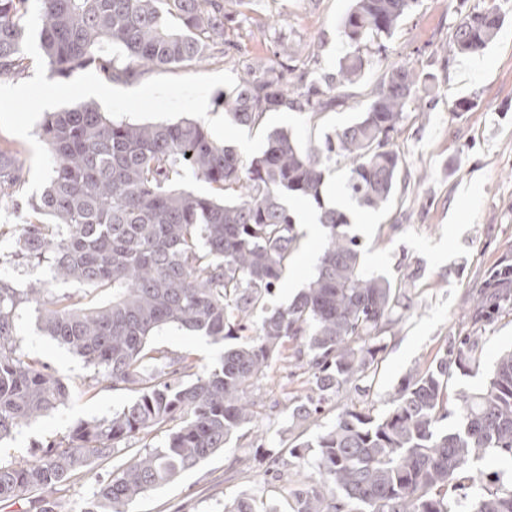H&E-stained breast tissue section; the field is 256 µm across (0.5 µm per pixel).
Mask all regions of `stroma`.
I'll list each match as a JSON object with an SVG mask.
<instances>
[{
    "mask_svg": "<svg viewBox=\"0 0 512 512\" xmlns=\"http://www.w3.org/2000/svg\"><path fill=\"white\" fill-rule=\"evenodd\" d=\"M352 0H251L242 18L229 25L222 53L201 64L169 67L170 75L229 72L241 76L254 57L271 54L287 41L288 75L306 80L335 71L348 52L342 20ZM498 5L506 21L495 40L480 55L489 65L469 70L468 54L452 47L455 22L461 14ZM384 50L364 47L368 64L356 83L343 89L341 105L310 119L309 139L322 140L336 128L353 122L383 81L392 64L405 63L433 74L434 100L427 112L405 113L392 148L401 160L397 187L378 209L358 206L344 193L349 164L329 163L323 188L335 191V208L348 217L349 234L357 236L366 268L400 284L405 306L378 338L381 350L373 381L352 382L322 400L307 418L292 416L294 405L311 397V372L299 356V345L286 342L267 376L250 391L260 414L241 430L228 448L183 473L168 485L147 493L129 512H224L236 497L286 501L296 490L312 484L315 469L308 460L290 455L300 442L313 439L331 426L347 405L383 414L388 401L412 373L424 370L446 354L458 336L479 339L478 365L469 373H454L450 394L482 388L496 358L512 349V315L472 324L467 316L472 295L502 260L512 261V0H417L402 19ZM469 101L468 111L455 109ZM301 246L269 306L289 304L316 272L325 240L310 237L298 226ZM15 247L12 235L0 237V277L26 288L50 282L55 293L66 292L51 283L45 263L17 265L8 257ZM18 340L23 352L49 366L71 386V399L58 410L21 426L0 442V461L30 458L34 445L66 435L78 422L111 417L134 394L124 389L89 385L93 373L84 358L71 352L39 324L35 305L16 312ZM170 355H187L206 372L219 362L223 345L187 330L168 326L152 338ZM162 433L136 437L113 456L90 464L59 495L60 512H81L101 480L116 466L159 445Z\"/></svg>",
    "mask_w": 512,
    "mask_h": 512,
    "instance_id": "stroma-1",
    "label": "stroma"
}]
</instances>
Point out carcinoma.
Returning a JSON list of instances; mask_svg holds the SVG:
<instances>
[{
    "instance_id": "cac0c4a2",
    "label": "carcinoma",
    "mask_w": 512,
    "mask_h": 512,
    "mask_svg": "<svg viewBox=\"0 0 512 512\" xmlns=\"http://www.w3.org/2000/svg\"><path fill=\"white\" fill-rule=\"evenodd\" d=\"M29 0H0V76L30 65L23 50ZM417 0H353L342 21L351 51L334 74L305 87L288 83V46L258 61L261 74L241 78L219 102L231 120L250 127L266 112L291 106L317 116L336 104V91L365 68L361 47L391 35ZM39 47L49 77L94 66L108 80L133 68L200 63L224 44L235 14L224 0H41ZM505 22L496 5L465 15L452 38L459 53L487 47ZM129 65H115L109 47ZM422 85L406 64L390 67L356 121L302 149L292 133L269 134L265 150L243 162L193 119L136 124L112 121L93 102L50 113L41 137L52 176L28 200L18 228L16 256L46 262L52 279L112 290L89 306L48 287L16 288L0 278V440L64 405L69 384L28 359L17 344L15 315L41 306L43 330L94 369V380L135 393L112 417L86 420L36 447L34 459L0 462V503L27 499L35 512H56L53 495L97 459L139 434L163 441L99 484L82 512H127L126 507L224 449L254 421L248 390L265 377L285 342H301L318 398L376 375L375 339L405 307L401 287L364 268L360 242L344 227L347 215L321 211L326 243L316 274L285 307L266 312L256 339L224 349L220 365L194 372L187 355L150 346L161 329L177 326L220 344L250 329L288 268L301 236L288 201L320 202L326 165L349 163L348 196L377 209L392 196L400 158L390 147ZM189 171L212 193L178 185ZM26 176L0 149V211L18 206ZM489 303L477 318L509 310L512 280L491 276ZM478 337L460 336L449 355L410 375L373 416L347 406L336 423L300 449H314L318 480L299 491L290 512H452L449 489L474 462L496 452L512 458V351L499 356L486 386L462 392L448 410V380L476 363ZM457 425L442 422L449 415ZM224 512H284L276 503L239 497ZM468 512H512V489L480 488Z\"/></svg>"
}]
</instances>
